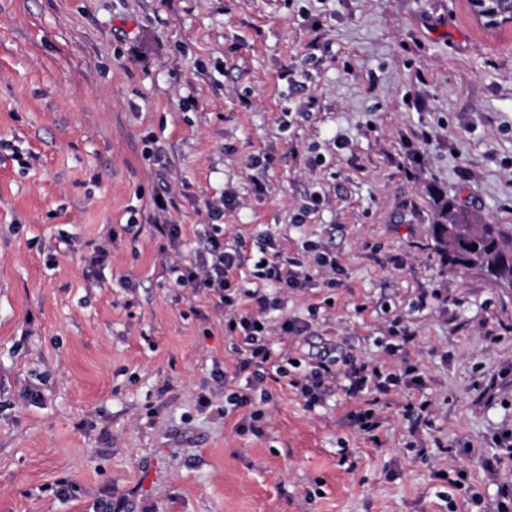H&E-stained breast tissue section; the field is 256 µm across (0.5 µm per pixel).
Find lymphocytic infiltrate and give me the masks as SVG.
<instances>
[{"mask_svg": "<svg viewBox=\"0 0 512 512\" xmlns=\"http://www.w3.org/2000/svg\"><path fill=\"white\" fill-rule=\"evenodd\" d=\"M232 197L226 196L210 203L209 213L215 223L202 236L203 245L190 264H173L170 271L173 284L178 288L195 291L207 290L217 293L224 311L229 316L230 336L237 339L236 349L240 355L237 370L247 376L245 385L237 387L227 397L228 402L239 408H248L253 434H262L261 421L264 412L257 403L255 393L265 379L266 370H275L277 376L289 377L282 361L273 358L272 330H279L284 336H305L310 328L308 322L296 318H283L279 327H271L267 315L281 310L279 298L253 290L248 294L254 303V312L241 311L240 299L234 293L229 280L232 269L239 265V254L235 247L225 244L224 227L218 222L225 207L231 206ZM251 276L260 281H269L282 288L304 290L311 276L304 262L296 257L284 255L274 238H266L260 263L255 264ZM335 344L323 346L310 355V370L298 377H289L305 400L306 407L312 408L325 403L336 389L337 376L347 381L345 391L349 396H385L400 386L414 381L416 368L404 366L398 371H384L381 364L374 361H356L353 356L337 357Z\"/></svg>", "mask_w": 512, "mask_h": 512, "instance_id": "lymphocytic-infiltrate-1", "label": "lymphocytic infiltrate"}]
</instances>
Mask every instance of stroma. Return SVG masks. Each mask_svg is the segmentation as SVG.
<instances>
[{
    "label": "stroma",
    "mask_w": 512,
    "mask_h": 512,
    "mask_svg": "<svg viewBox=\"0 0 512 512\" xmlns=\"http://www.w3.org/2000/svg\"><path fill=\"white\" fill-rule=\"evenodd\" d=\"M160 181L182 233L165 253ZM439 191L512 225V23L470 0H0V512H496L512 288L433 250ZM227 194L232 283L268 235L313 277L258 283L283 301L270 321L311 324L275 351L379 360L393 318L413 333L424 384L381 397L379 443L341 387L310 409L265 379L259 437L225 411L227 316L168 267Z\"/></svg>",
    "instance_id": "obj_1"
}]
</instances>
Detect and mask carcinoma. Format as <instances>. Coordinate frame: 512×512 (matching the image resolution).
Instances as JSON below:
<instances>
[{
	"mask_svg": "<svg viewBox=\"0 0 512 512\" xmlns=\"http://www.w3.org/2000/svg\"><path fill=\"white\" fill-rule=\"evenodd\" d=\"M432 236L436 250L449 265L465 268L471 261L495 281L512 283L511 227L483 224L457 208L454 199L439 193Z\"/></svg>",
	"mask_w": 512,
	"mask_h": 512,
	"instance_id": "cac0c4a2",
	"label": "carcinoma"
}]
</instances>
